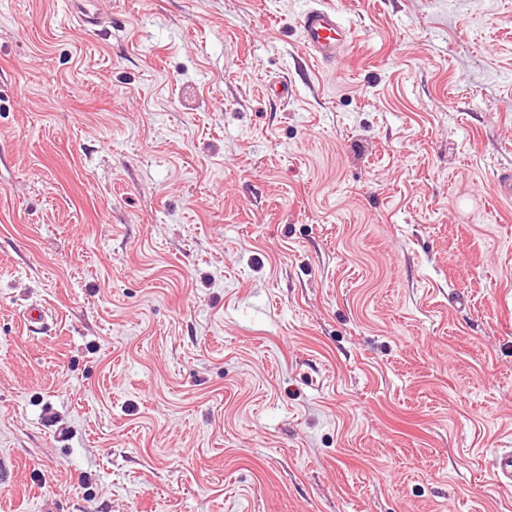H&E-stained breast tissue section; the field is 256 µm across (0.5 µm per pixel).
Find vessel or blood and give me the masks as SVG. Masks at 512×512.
Returning <instances> with one entry per match:
<instances>
[{
    "label": "vessel or blood",
    "instance_id": "1",
    "mask_svg": "<svg viewBox=\"0 0 512 512\" xmlns=\"http://www.w3.org/2000/svg\"><path fill=\"white\" fill-rule=\"evenodd\" d=\"M300 26L306 48L325 65L335 64L342 48L353 41L351 30L344 26L336 11L319 5L311 6L302 13ZM491 470L498 485L512 486V448L496 451Z\"/></svg>",
    "mask_w": 512,
    "mask_h": 512
}]
</instances>
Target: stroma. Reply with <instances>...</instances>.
Here are the masks:
<instances>
[{"label": "stroma", "instance_id": "stroma-1", "mask_svg": "<svg viewBox=\"0 0 512 512\" xmlns=\"http://www.w3.org/2000/svg\"><path fill=\"white\" fill-rule=\"evenodd\" d=\"M74 2L0 0V512H512V0ZM300 26L306 48L324 65L336 64L341 49L353 41L351 30L336 11L320 5L310 6L302 13ZM495 482L501 487L512 486V448H500L491 461Z\"/></svg>", "mask_w": 512, "mask_h": 512}]
</instances>
